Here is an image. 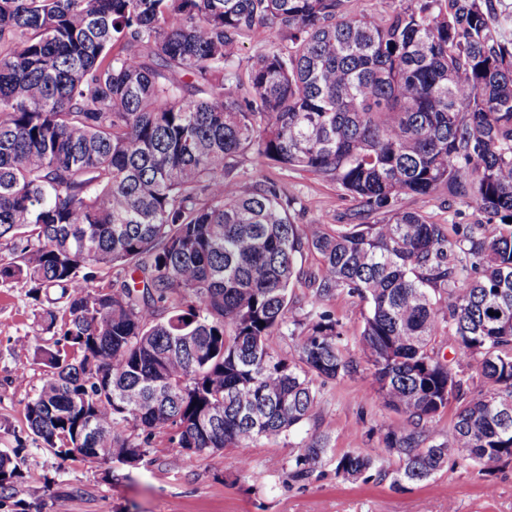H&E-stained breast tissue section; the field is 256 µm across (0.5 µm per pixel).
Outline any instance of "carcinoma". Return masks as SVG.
Masks as SVG:
<instances>
[{
  "mask_svg": "<svg viewBox=\"0 0 512 512\" xmlns=\"http://www.w3.org/2000/svg\"><path fill=\"white\" fill-rule=\"evenodd\" d=\"M344 2L0 0V282L57 292L35 311L49 371L25 403L56 458L110 448L105 461L134 468L158 438L201 456L291 431L317 382L353 370L330 311L346 291L368 304L360 352L401 419L336 474L357 480L388 453L400 486L454 448L481 472L512 460V11L393 0L375 19ZM257 27L276 42L244 81L233 64ZM249 152L335 183L357 223H296L278 183L233 176ZM403 195L504 229L466 224L452 241ZM306 250L320 267L303 279ZM292 326L290 358L272 342ZM445 338L477 361L483 396L462 398ZM14 440L0 503L23 478ZM325 452L302 446L292 478Z\"/></svg>",
  "mask_w": 512,
  "mask_h": 512,
  "instance_id": "cac0c4a2",
  "label": "carcinoma"
}]
</instances>
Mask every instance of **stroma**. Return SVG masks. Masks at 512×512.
Here are the masks:
<instances>
[{
  "label": "stroma",
  "instance_id": "obj_1",
  "mask_svg": "<svg viewBox=\"0 0 512 512\" xmlns=\"http://www.w3.org/2000/svg\"><path fill=\"white\" fill-rule=\"evenodd\" d=\"M234 175L243 185L275 180L295 198L304 221L348 223L356 204L335 183L284 169L248 154ZM400 207L416 210L442 224H482L493 237L499 225L483 224L474 207L441 208L420 196H404ZM33 301L24 289L0 284V451H12L16 437L27 434L24 406L40 386L45 367L34 357H15V343L38 331ZM331 310L339 322L356 369L321 384L319 405L311 420L289 434L238 448L197 456L157 439L145 461L129 479L111 480L106 464L60 461L38 443L22 452L24 478L16 499L37 504L41 512H512V461L482 473L466 451L455 448L447 467L433 478L396 488L386 461L385 476L351 483L337 477L335 461L353 448L378 447L397 413L382 404L370 371L358 352L366 304L341 293ZM324 440L328 453L321 467L304 481L293 480L295 456L311 438Z\"/></svg>",
  "mask_w": 512,
  "mask_h": 512
}]
</instances>
